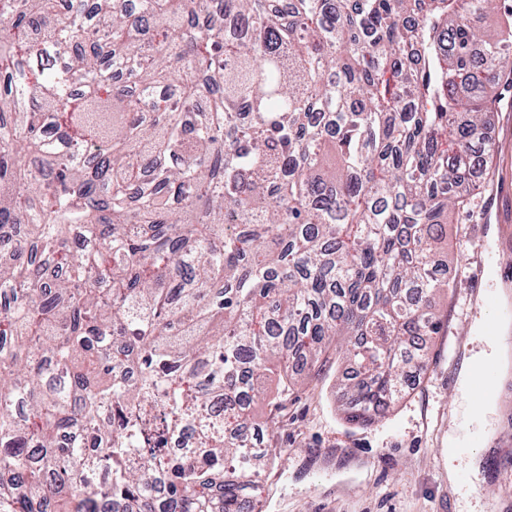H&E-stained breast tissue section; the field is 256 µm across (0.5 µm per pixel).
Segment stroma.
I'll return each mask as SVG.
<instances>
[{
  "mask_svg": "<svg viewBox=\"0 0 512 512\" xmlns=\"http://www.w3.org/2000/svg\"><path fill=\"white\" fill-rule=\"evenodd\" d=\"M484 134L494 151L473 168L484 190L455 215L438 253L454 286L436 300L443 327L420 386L379 422L354 425L332 362L283 410L260 405L280 450L256 492L262 512H512V65ZM493 315L500 332L490 339L483 324ZM491 353L498 376L484 414L460 376L468 360ZM467 429L482 442L465 451Z\"/></svg>",
  "mask_w": 512,
  "mask_h": 512,
  "instance_id": "1",
  "label": "stroma"
}]
</instances>
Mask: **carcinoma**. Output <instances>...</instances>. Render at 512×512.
<instances>
[{"label":"carcinoma","mask_w":512,"mask_h":512,"mask_svg":"<svg viewBox=\"0 0 512 512\" xmlns=\"http://www.w3.org/2000/svg\"><path fill=\"white\" fill-rule=\"evenodd\" d=\"M497 2L0 0V512H256L269 380L413 389Z\"/></svg>","instance_id":"cac0c4a2"}]
</instances>
